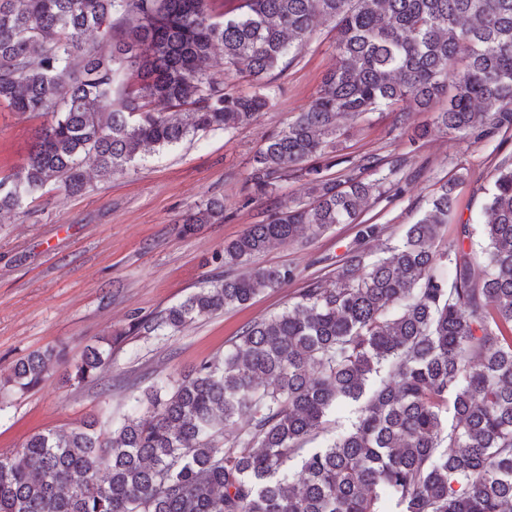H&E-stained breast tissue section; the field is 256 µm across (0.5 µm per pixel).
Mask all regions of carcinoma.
I'll list each match as a JSON object with an SVG mask.
<instances>
[{"instance_id":"1","label":"carcinoma","mask_w":512,"mask_h":512,"mask_svg":"<svg viewBox=\"0 0 512 512\" xmlns=\"http://www.w3.org/2000/svg\"><path fill=\"white\" fill-rule=\"evenodd\" d=\"M319 19L335 23L336 64L247 176L255 199L293 177L310 199L224 244L215 262L240 273L208 279L145 332L173 335L288 286L292 269L253 258L356 223L387 180L376 155L353 163L338 149L365 114L389 110L402 128L446 96L438 129L476 141L512 129V0H232L223 12L214 0H0V101L52 116L0 177V214L50 184L80 194L92 173L251 123L270 98L227 90L224 71L263 84ZM349 162L345 179L331 173ZM458 182L381 255L369 244L382 228L360 225L334 284L309 283L224 358L155 381L146 409L111 432L91 419L0 453V512H512V164L495 169L480 258L464 247L468 224L439 249ZM222 218L209 200L183 223ZM53 360H18L0 395L40 385ZM107 363L92 347L67 379L86 384ZM344 402L358 415L333 432Z\"/></svg>"}]
</instances>
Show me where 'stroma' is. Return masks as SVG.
Masks as SVG:
<instances>
[{"label":"stroma","instance_id":"obj_1","mask_svg":"<svg viewBox=\"0 0 512 512\" xmlns=\"http://www.w3.org/2000/svg\"><path fill=\"white\" fill-rule=\"evenodd\" d=\"M335 37L332 23H319L310 40L286 57L264 88L270 107L251 124L199 134L110 180L93 179L78 196L47 186L20 209L0 215V374L50 347L71 362L89 345L111 353L101 383L76 387L58 371L34 389L1 397L0 452L93 415L102 427L116 426L156 379L223 356L244 326L284 311L311 280H334L355 241V225L339 224L306 242L275 244L259 254L257 264L294 270L286 288L263 292L172 336L134 328L135 319L157 315L219 273L213 255L261 220L265 203L245 201L252 158L312 102L336 62ZM39 125L0 105V171L25 161ZM342 149L354 160L368 152L390 162L406 159L401 191L387 190L362 215L382 227L381 244L396 243L426 208L438 181L456 176L457 206L444 239L454 241L457 227L470 225L473 235L465 246L482 253L483 209L495 166L512 159V130L478 142L436 133L412 152L394 113L377 111ZM211 198L223 200V220L183 232L182 216Z\"/></svg>","mask_w":512,"mask_h":512}]
</instances>
